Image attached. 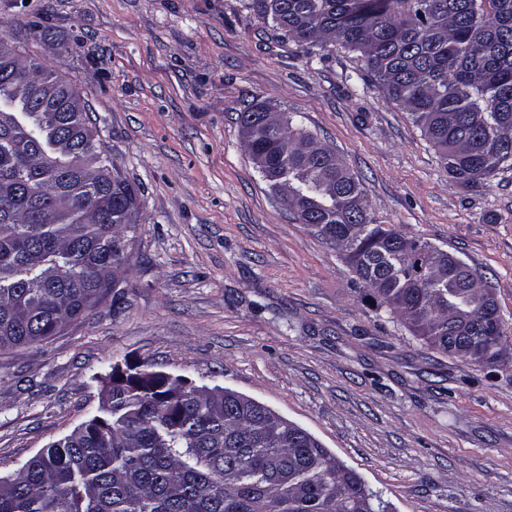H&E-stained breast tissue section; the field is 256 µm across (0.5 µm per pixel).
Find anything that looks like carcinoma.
<instances>
[{
    "instance_id": "obj_1",
    "label": "carcinoma",
    "mask_w": 512,
    "mask_h": 512,
    "mask_svg": "<svg viewBox=\"0 0 512 512\" xmlns=\"http://www.w3.org/2000/svg\"><path fill=\"white\" fill-rule=\"evenodd\" d=\"M284 41L322 60L357 53L371 84L409 112L448 175L472 190L512 169V0H249ZM0 74V351L41 343L101 304L137 223L80 98L54 109L59 76L14 53ZM254 169L303 224L346 259L367 297L429 347L477 365L512 349L487 286L448 252L369 217L360 182L334 151L264 102L238 114ZM161 371L115 382L100 413L0 477V512H386L357 473L247 401Z\"/></svg>"
}]
</instances>
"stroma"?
<instances>
[{"instance_id": "1", "label": "stroma", "mask_w": 512, "mask_h": 512, "mask_svg": "<svg viewBox=\"0 0 512 512\" xmlns=\"http://www.w3.org/2000/svg\"><path fill=\"white\" fill-rule=\"evenodd\" d=\"M248 0H0V37L84 99L140 210L119 288L0 353V475L95 415L114 368L240 392L306 429L389 512H512V364L428 347L278 202L241 146L266 101L334 148L374 223L486 279L512 342V170L460 188L356 53L308 59Z\"/></svg>"}]
</instances>
